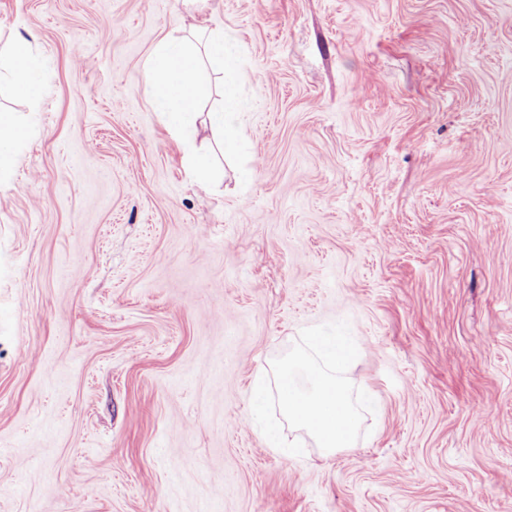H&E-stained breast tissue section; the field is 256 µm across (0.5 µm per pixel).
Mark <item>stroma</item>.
Segmentation results:
<instances>
[{
    "instance_id": "35a3bbf8",
    "label": "stroma",
    "mask_w": 512,
    "mask_h": 512,
    "mask_svg": "<svg viewBox=\"0 0 512 512\" xmlns=\"http://www.w3.org/2000/svg\"><path fill=\"white\" fill-rule=\"evenodd\" d=\"M223 29L246 175L193 185L142 62ZM0 512H512V0H0ZM348 321L367 434L270 448L257 372ZM2 79L13 92L28 101H35L40 96L43 72L33 44L26 37L18 35L11 42L9 62L3 73L0 65V83ZM29 136L27 126L0 114V183L10 179L15 147Z\"/></svg>"
}]
</instances>
